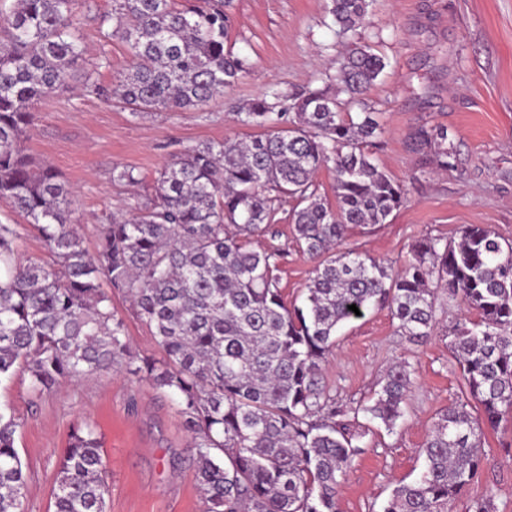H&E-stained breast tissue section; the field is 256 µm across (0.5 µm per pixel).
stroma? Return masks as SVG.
<instances>
[{"label":"stroma","mask_w":512,"mask_h":512,"mask_svg":"<svg viewBox=\"0 0 512 512\" xmlns=\"http://www.w3.org/2000/svg\"><path fill=\"white\" fill-rule=\"evenodd\" d=\"M330 0H232L227 45L247 57L236 82L207 105L188 112L132 115L112 96L114 81L133 64L126 44L113 37L112 0H78L76 31L87 53L69 86L34 108L21 148L35 164H49L73 191V218L87 250L98 227L118 210L154 193L160 169L185 148L227 137L255 135L233 119L259 94L283 95L320 86L334 72L348 43L370 45L386 67L365 95L384 133L373 146L376 162L409 191L407 205L387 224L354 228L345 248L403 263L423 236L454 238L464 224L484 225L512 239V0H374L350 41L334 32ZM444 126L454 137L457 165L433 169L419 150L418 129ZM133 169L138 182H114V166ZM0 222L15 225L18 253L52 263L37 231L0 199ZM285 211L253 247L285 252L277 276L286 303L301 302L314 267L292 242ZM464 305L437 301V324L421 343L398 332L388 310L372 311L338 332L323 367L327 386L351 405L367 404L393 362H408L413 387L404 417L387 433L366 416L362 451L341 481L338 512H380L399 482L417 479L420 452L437 414L465 400V384L450 351ZM0 408L21 426L16 446L30 476L24 512H53L59 455L73 426L96 427L108 472L107 512H204L196 460L173 397L117 369L78 383L65 382L32 397L24 373L0 384ZM488 460L478 480L449 512H469L472 500L493 486L495 512H512V418L486 431Z\"/></svg>","instance_id":"stroma-1"}]
</instances>
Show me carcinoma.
Here are the masks:
<instances>
[{
  "instance_id": "obj_1",
  "label": "carcinoma",
  "mask_w": 512,
  "mask_h": 512,
  "mask_svg": "<svg viewBox=\"0 0 512 512\" xmlns=\"http://www.w3.org/2000/svg\"><path fill=\"white\" fill-rule=\"evenodd\" d=\"M0 0V198L40 233L55 262L21 260L13 224L0 223V382L18 370L40 398L63 381L117 367L175 397L192 441L205 512H337L340 479L361 452L362 413L392 433L413 381L392 365L372 403L349 407L323 382L339 328L386 309L396 328L428 340L438 292L475 312L451 351L469 402L442 411L422 446L425 468L396 485L381 512H448L487 465L485 429L512 414V242L480 224L457 240H415L395 268L343 249L360 225L388 223L407 203L368 148L383 134L376 113L352 116L385 67L366 45L336 63L332 82L286 101L255 99L245 125L265 133L190 147L168 162L154 196L101 225L95 252L74 227L72 192L50 166L35 168L20 143L33 104L68 87L84 47L76 0ZM372 0H331L338 34L362 23ZM230 0H115L105 37L127 45L134 66L112 95L132 114L184 112L224 93L248 68L225 48ZM443 169L456 151L448 129L419 132ZM334 175L336 204L315 174ZM294 242L316 265L304 301L287 306L276 275L283 253L246 241L270 229L283 202ZM154 329L159 356L136 350L102 281ZM19 419L0 410V512H22L29 476L16 447ZM107 472L92 426L78 424L57 463L54 512H106Z\"/></svg>"
}]
</instances>
